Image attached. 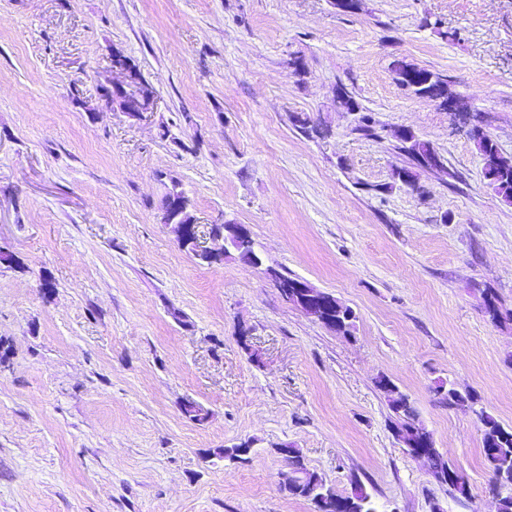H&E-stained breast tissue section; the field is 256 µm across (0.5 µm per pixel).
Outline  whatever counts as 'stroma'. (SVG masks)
<instances>
[{"mask_svg": "<svg viewBox=\"0 0 512 512\" xmlns=\"http://www.w3.org/2000/svg\"><path fill=\"white\" fill-rule=\"evenodd\" d=\"M117 53L153 111L106 107ZM398 60L445 77L512 157V0H0V512H314L280 489L283 445L381 512H495L481 425L434 387L512 427V321L483 305L512 313V205ZM398 128L445 171L401 183ZM174 187L202 242L246 225L262 266L183 249ZM274 271L349 306L351 335ZM382 377L469 500L399 444Z\"/></svg>", "mask_w": 512, "mask_h": 512, "instance_id": "stroma-1", "label": "stroma"}]
</instances>
